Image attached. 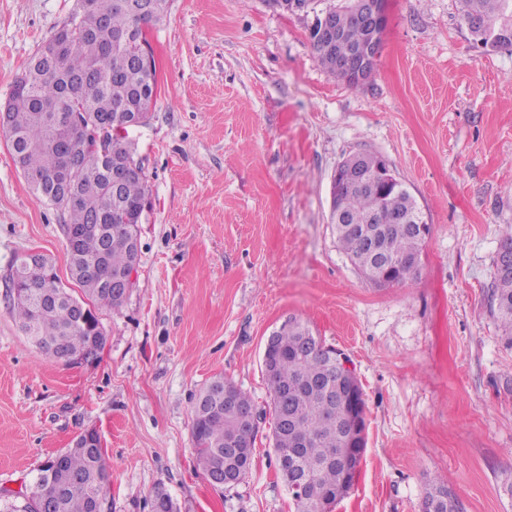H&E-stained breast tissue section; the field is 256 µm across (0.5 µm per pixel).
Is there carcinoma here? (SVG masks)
<instances>
[{"mask_svg":"<svg viewBox=\"0 0 512 512\" xmlns=\"http://www.w3.org/2000/svg\"><path fill=\"white\" fill-rule=\"evenodd\" d=\"M137 0H92L93 12L86 14L76 4L68 21L51 32L24 72L14 83L7 100L8 125L4 134L10 142L16 168L27 178L42 176L29 183L37 199L60 213L63 226L73 230L77 245L67 253L71 280L80 288L75 297L63 288L55 265L45 258L46 271L53 274L63 299L46 305L38 301L40 289L30 288L29 299L13 298V311L21 330L34 337L50 359L59 361L65 353L89 355L105 334L95 307L119 310L125 299L114 294L112 280L133 263L126 245V228L136 223L149 204L150 190L143 167L130 174L116 190L111 172L137 162L135 143L127 138L126 116L145 125L152 118L158 76L149 75L138 62L142 44L148 42V29L161 22L168 0H155V11L136 16ZM460 23L474 40L490 51L512 50V0H456ZM336 18L341 33L337 50L325 49L319 37L323 17L311 28L310 41L318 64L336 79L350 86L357 81L336 65V56H346L372 39L371 33L353 19L346 0L325 11ZM131 33V41L116 37ZM66 42L69 47L54 62L52 47ZM75 113L79 124L62 129L55 116ZM69 138L82 155L84 165L74 180L57 178L62 158L59 142ZM415 200L410 193L376 194L348 183L334 187L333 207L341 222L334 227L338 246L358 272L378 288L398 286L419 274L424 241L417 239L411 225L375 220L411 212ZM492 316L512 343V271L495 269L488 287ZM276 349L270 353L272 366L264 370L273 415V448L278 470L291 485L289 470L304 476L303 496L293 500L295 512H327L352 488L346 471L336 458L355 460V430L350 418L352 404L367 408L361 384L353 391L338 390V374L328 368L322 340L297 318L275 336ZM227 388L240 409L256 410L252 398L232 381L218 376L199 394L214 396L210 413L202 417L197 401L190 408L191 434L197 465L206 475L224 465V449L236 436H257L259 425L247 418L224 413ZM52 473V482L40 485L39 496L7 502L3 512H42L43 498L50 499L51 512H93V496L112 497L105 480L112 469L100 447L71 448L48 458L38 474ZM423 501L436 512H464L462 504L448 494L442 481L432 484Z\"/></svg>","mask_w":512,"mask_h":512,"instance_id":"cac0c4a2","label":"carcinoma"}]
</instances>
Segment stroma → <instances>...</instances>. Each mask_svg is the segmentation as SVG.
<instances>
[{
	"label": "stroma",
	"mask_w": 512,
	"mask_h": 512,
	"mask_svg": "<svg viewBox=\"0 0 512 512\" xmlns=\"http://www.w3.org/2000/svg\"><path fill=\"white\" fill-rule=\"evenodd\" d=\"M75 0H0V104ZM302 11L266 0H170L148 33L158 94L130 130L150 185L137 286L100 309L94 360H49L6 287L17 257L68 281L62 218L0 135V501L93 430L112 463V512H293L264 418L249 474L216 487L195 466L192 398L224 375L258 407L262 355L289 317L353 362L367 400L357 481L333 512H420L434 477L465 512H512V346L488 311L512 225V53L478 48L455 0H387L383 49L352 87L315 60ZM385 157L431 226L418 278L378 288L338 247V163Z\"/></svg>",
	"instance_id": "stroma-1"
}]
</instances>
